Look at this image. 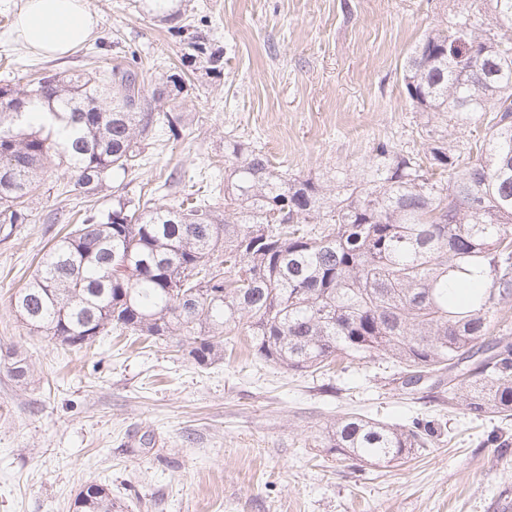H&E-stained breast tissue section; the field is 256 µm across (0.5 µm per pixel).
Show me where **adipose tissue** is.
Listing matches in <instances>:
<instances>
[{
  "mask_svg": "<svg viewBox=\"0 0 512 512\" xmlns=\"http://www.w3.org/2000/svg\"><path fill=\"white\" fill-rule=\"evenodd\" d=\"M97 23L85 0H26L17 29L33 51L63 56L86 42Z\"/></svg>",
  "mask_w": 512,
  "mask_h": 512,
  "instance_id": "obj_1",
  "label": "adipose tissue"
}]
</instances>
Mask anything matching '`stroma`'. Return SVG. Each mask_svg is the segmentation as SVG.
I'll return each instance as SVG.
<instances>
[{"label": "stroma", "instance_id": "1", "mask_svg": "<svg viewBox=\"0 0 512 512\" xmlns=\"http://www.w3.org/2000/svg\"><path fill=\"white\" fill-rule=\"evenodd\" d=\"M25 0H0V81L23 87L24 64L82 70L84 49L61 58L15 38ZM470 0H186L207 17L224 70L190 67L161 104L180 115L179 139L154 143L144 170L115 177L92 198L149 193L169 173H224V140L262 149L277 170L319 177L368 160L377 143L423 152L420 115L402 83L417 41L448 26ZM93 41L137 50L154 77L180 65L184 47L130 0H87ZM50 163L28 223L0 235V348L24 353L30 377L0 365V512H73L80 489L105 483L125 512H501L512 504V416L469 415L436 391H401L397 369L360 360L340 372L294 374L254 360L246 341L198 367L186 352L110 333L72 350L23 327L12 295L31 279L60 230L46 223L71 201L70 179ZM434 426L435 443L406 463L370 465L331 454L336 417Z\"/></svg>", "mask_w": 512, "mask_h": 512}]
</instances>
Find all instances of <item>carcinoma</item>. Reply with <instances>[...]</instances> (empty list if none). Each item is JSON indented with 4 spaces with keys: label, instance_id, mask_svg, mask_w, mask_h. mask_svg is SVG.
Returning a JSON list of instances; mask_svg holds the SVG:
<instances>
[{
    "label": "carcinoma",
    "instance_id": "1",
    "mask_svg": "<svg viewBox=\"0 0 512 512\" xmlns=\"http://www.w3.org/2000/svg\"><path fill=\"white\" fill-rule=\"evenodd\" d=\"M185 0H134L173 24L187 60L211 73L221 50L188 21ZM94 67L34 70L20 91L0 86V230L29 220L28 200L53 157L72 176L63 193L83 200L149 164L157 128L180 137V117L157 103L185 74L145 89L136 51ZM423 118L424 155L379 143L351 174L293 178L241 140L224 141V207L184 196L176 205L115 195L104 210L68 212L11 299L26 328L74 349L113 330L190 345L199 366L224 356V336L249 339L256 358L308 373L366 358L398 365L400 388L446 383L448 407L512 412V341L490 338L512 303V0H472L450 27L422 37L403 67ZM484 129L468 160L448 128ZM7 369L27 381L20 352ZM418 422L396 426L357 414L336 418L326 448L366 463H401L431 443ZM74 512H119L92 483Z\"/></svg>",
    "mask_w": 512,
    "mask_h": 512
}]
</instances>
